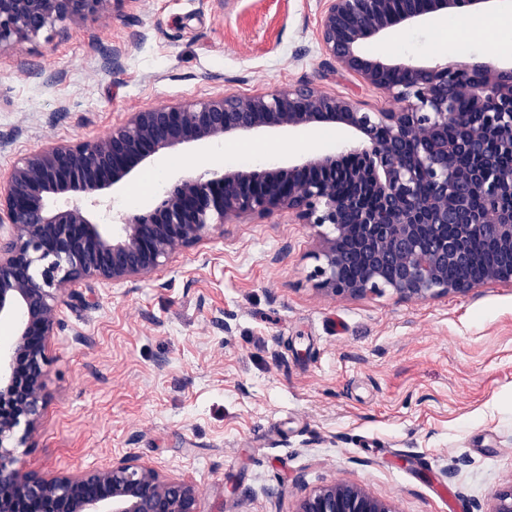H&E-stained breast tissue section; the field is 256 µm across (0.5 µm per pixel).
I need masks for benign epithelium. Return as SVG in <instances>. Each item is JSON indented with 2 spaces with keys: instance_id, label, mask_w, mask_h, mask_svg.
Here are the masks:
<instances>
[{
  "instance_id": "benign-epithelium-1",
  "label": "benign epithelium",
  "mask_w": 512,
  "mask_h": 512,
  "mask_svg": "<svg viewBox=\"0 0 512 512\" xmlns=\"http://www.w3.org/2000/svg\"><path fill=\"white\" fill-rule=\"evenodd\" d=\"M125 0H0V52L57 21L114 15ZM488 0H323L316 37L325 65L384 91L394 102L371 110L359 100L304 82L251 96L220 94L133 112L104 139L48 145L18 159L0 189V321L13 323L0 346V512H202L195 486L163 477L127 456L104 468L38 474L24 470L15 444L38 431L46 404V352L65 297L85 280L151 277L212 226L286 211L294 224L326 226L314 253L318 289L350 298L389 291L404 301L512 285V170L493 145L512 153V69L475 59L434 65L387 63L365 42L439 9L479 8ZM399 72L401 82L386 83ZM483 108L457 111L460 98ZM458 135L448 142V120ZM334 123L354 130L340 155L311 156L288 168L205 172L180 177L162 200L135 215L118 213L117 234L100 230L79 204L50 205L66 193L101 202L135 170L183 144L221 142L265 129ZM470 164L462 166L458 158ZM350 185V191L343 190ZM494 204L481 209L471 198ZM495 255L481 277L454 270L474 260L469 237ZM293 512H398L362 486L335 480L300 497ZM512 512V484L487 511Z\"/></svg>"
}]
</instances>
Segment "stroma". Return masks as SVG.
<instances>
[{"mask_svg": "<svg viewBox=\"0 0 512 512\" xmlns=\"http://www.w3.org/2000/svg\"><path fill=\"white\" fill-rule=\"evenodd\" d=\"M323 0H125L117 17L64 22L0 53V183L46 144L105 138L129 113L218 94L297 85L391 100L327 70L315 36ZM433 14L367 42L368 53L431 64L456 41L512 65L496 25ZM123 47L120 68L109 58ZM340 127L224 139L228 155L184 144L114 192L137 213L176 176L288 166L354 142ZM321 230L287 213L211 227L150 279L90 280L63 306L46 366L47 404L15 454L28 471L108 466L135 456L191 481L202 512H293L345 478L398 512H456L512 482V286L402 301L329 296L310 274ZM457 463L455 477L444 470Z\"/></svg>", "mask_w": 512, "mask_h": 512, "instance_id": "35a3bbf8", "label": "stroma"}]
</instances>
